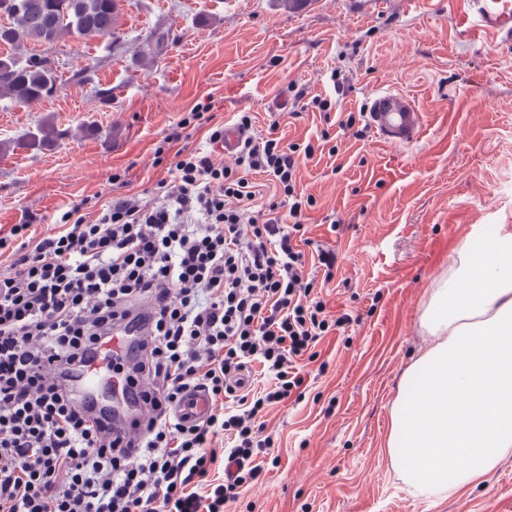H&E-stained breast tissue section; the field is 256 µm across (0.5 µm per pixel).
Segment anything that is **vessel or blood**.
<instances>
[{"label": "vessel or blood", "instance_id": "obj_1", "mask_svg": "<svg viewBox=\"0 0 512 512\" xmlns=\"http://www.w3.org/2000/svg\"><path fill=\"white\" fill-rule=\"evenodd\" d=\"M467 21L495 44L512 45V0H467ZM366 115L377 137L395 146H410L423 134L424 119L414 98L401 90L387 89L375 92L366 104ZM145 329H136L134 337H127L125 328L113 331L107 344L106 358H94L82 371L78 384L85 397H92L98 390L103 376L109 371L111 359L124 356L132 340H146ZM130 388L113 384L112 408L122 417V429L127 436L139 432L136 419L142 418V408L130 405ZM213 408L210 395L201 389H189L177 408L179 416L187 421L204 420Z\"/></svg>", "mask_w": 512, "mask_h": 512}]
</instances>
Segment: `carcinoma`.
<instances>
[{
	"label": "carcinoma",
	"instance_id": "carcinoma-1",
	"mask_svg": "<svg viewBox=\"0 0 512 512\" xmlns=\"http://www.w3.org/2000/svg\"><path fill=\"white\" fill-rule=\"evenodd\" d=\"M119 0H0L9 23L0 25V45L16 53L0 55V100L25 104L47 98L57 87V69L34 62L29 43L54 45L67 37H114ZM60 133L50 118L37 123L15 141L0 142V154L17 148L33 151L53 147Z\"/></svg>",
	"mask_w": 512,
	"mask_h": 512
}]
</instances>
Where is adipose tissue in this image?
I'll return each mask as SVG.
<instances>
[{"mask_svg":"<svg viewBox=\"0 0 512 512\" xmlns=\"http://www.w3.org/2000/svg\"><path fill=\"white\" fill-rule=\"evenodd\" d=\"M427 349L404 370L386 440L414 497L446 499L512 455V226L461 249L424 303Z\"/></svg>","mask_w":512,"mask_h":512,"instance_id":"1","label":"adipose tissue"}]
</instances>
